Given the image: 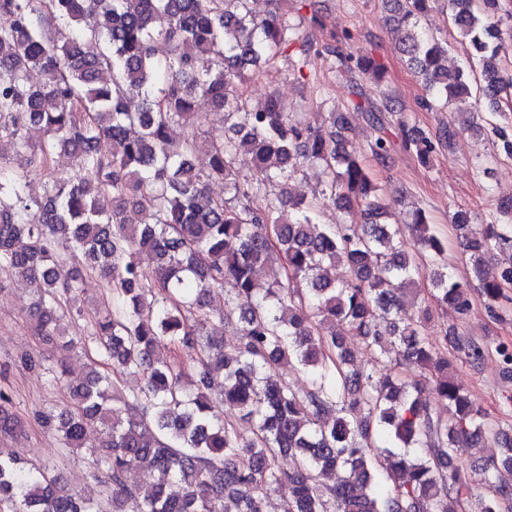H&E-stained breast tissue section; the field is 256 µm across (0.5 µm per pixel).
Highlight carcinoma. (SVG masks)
Masks as SVG:
<instances>
[{
  "label": "carcinoma",
  "instance_id": "carcinoma-1",
  "mask_svg": "<svg viewBox=\"0 0 512 512\" xmlns=\"http://www.w3.org/2000/svg\"><path fill=\"white\" fill-rule=\"evenodd\" d=\"M256 17L249 0H0V270L36 290L30 314L44 351L25 362L47 368L50 381L67 373L76 349L56 327L65 314L80 317V280L97 274L112 307L95 312L90 336L95 357L87 380L70 390L72 408L44 423L65 448L90 449L103 471L106 502L68 493L43 469L0 452V512H265L268 494L283 483L291 496L283 512H459L475 496L463 470L452 465L458 442L486 438L503 448L484 467L481 512L512 503V434L497 430L457 383L454 363H480L486 347L451 331L427 336L432 308L404 317L418 302L419 270L428 260L429 294L437 307L463 314L476 287L489 319L512 304V205L480 238L467 236L469 214L453 216L472 279L448 272L446 248L424 212L410 224L391 222L393 207L371 178L393 142L394 108L365 96L361 78L385 74L373 58H355L342 45L344 29L320 41L288 17V3ZM435 0H402L397 31L409 64L437 104L482 91L501 155L512 160V76L492 17L500 0H448L450 21L469 45L467 65L442 64L446 46L426 36L421 16ZM167 55L156 54L158 43ZM280 53L309 82L320 73L348 77V111L332 112L327 133L298 122L271 90L246 106L247 85L271 72ZM320 67H314V60ZM38 73L39 83L30 76ZM233 117L231 134L196 133L198 100ZM380 136L358 157L348 150L353 116ZM43 141L29 142L31 127ZM175 127L187 130L181 140ZM402 146L426 160L433 139L399 124ZM205 151L208 165L195 164ZM68 152L79 175L58 174L54 155ZM17 159L46 177L44 195L6 162ZM249 163L253 175L242 173ZM322 168L323 188L295 198L293 178ZM224 184V196L208 192ZM361 208L362 224H324V201ZM144 201L150 220L128 213ZM37 209L41 221L29 220ZM497 274L485 276L489 257ZM278 258L263 288L257 269ZM154 264L153 281L141 262ZM72 261L75 275L57 267ZM224 291L237 317L214 315L207 297ZM363 341L371 368H356L336 325ZM233 326L234 352L215 332ZM193 349L187 371L180 353ZM396 368L421 369L419 379ZM282 364L301 367L310 386L295 392L280 379ZM124 374L139 390L117 388ZM224 375V401L253 423L250 439L215 411L209 390ZM0 392V438L23 429ZM133 462L144 465L139 484L126 482Z\"/></svg>",
  "mask_w": 512,
  "mask_h": 512
}]
</instances>
